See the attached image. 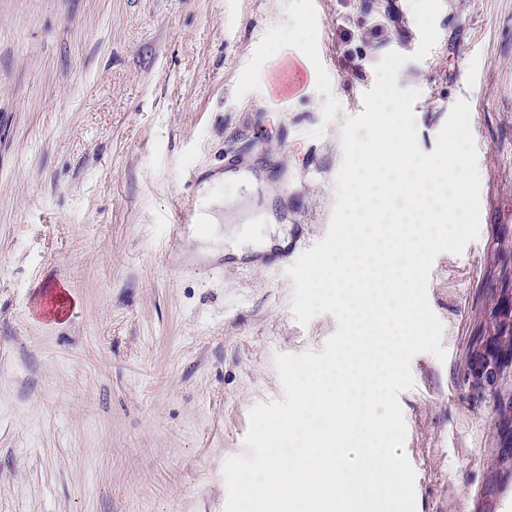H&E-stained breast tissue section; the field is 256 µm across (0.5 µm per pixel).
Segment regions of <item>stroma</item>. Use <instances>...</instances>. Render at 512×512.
Segmentation results:
<instances>
[{"label":"stroma","mask_w":512,"mask_h":512,"mask_svg":"<svg viewBox=\"0 0 512 512\" xmlns=\"http://www.w3.org/2000/svg\"><path fill=\"white\" fill-rule=\"evenodd\" d=\"M436 28L397 85L427 153L469 101L480 233L434 261L446 358L416 355L399 402L416 512H471L512 482V358L470 369L512 271V0H442ZM419 40L409 0H0V512H225L250 408L284 398L276 355L337 329L294 318L287 270L329 228L341 129ZM287 57L303 77L271 91ZM229 157L219 228L286 241L279 268L166 222Z\"/></svg>","instance_id":"1"}]
</instances>
